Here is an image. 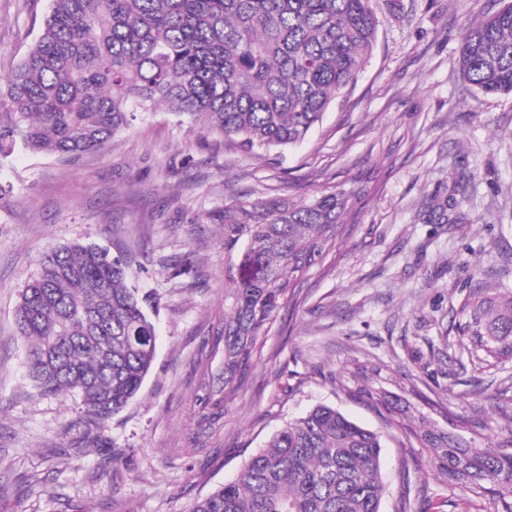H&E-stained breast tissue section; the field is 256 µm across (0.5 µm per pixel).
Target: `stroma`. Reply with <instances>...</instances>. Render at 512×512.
Masks as SVG:
<instances>
[{
  "instance_id": "35a3bbf8",
  "label": "stroma",
  "mask_w": 512,
  "mask_h": 512,
  "mask_svg": "<svg viewBox=\"0 0 512 512\" xmlns=\"http://www.w3.org/2000/svg\"><path fill=\"white\" fill-rule=\"evenodd\" d=\"M48 0H0V76L33 43ZM500 0H376L377 40L347 97L290 150L245 155L189 117L141 113L69 161L0 157V512H188L235 478L287 421L320 404L381 434L389 491L433 486L425 449L341 389L355 366L477 446H512V357L460 369V307L512 288V95L464 81L469 22ZM462 220L425 213L452 188ZM348 193L342 232L280 309L260 358L224 397V284L236 268L215 219L239 196ZM75 240L122 253L156 304V354L138 396L90 423L77 394H40L14 325L45 251Z\"/></svg>"
}]
</instances>
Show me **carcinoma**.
<instances>
[{
    "instance_id": "1",
    "label": "carcinoma",
    "mask_w": 512,
    "mask_h": 512,
    "mask_svg": "<svg viewBox=\"0 0 512 512\" xmlns=\"http://www.w3.org/2000/svg\"><path fill=\"white\" fill-rule=\"evenodd\" d=\"M34 44L0 77V156L16 145L75 160L158 107L187 115L245 153L303 142L356 82L377 38L374 0H49ZM463 77L512 94V0L469 27ZM343 200L330 192L224 204V397L243 385L281 306L336 242ZM151 300L126 260L92 241L47 251L16 308L26 373L45 395L75 393L104 422L139 393L156 352ZM459 327L468 361L512 356V290H473ZM355 393L393 415L401 401ZM441 486L484 512H512V450L479 449L427 422L409 429ZM380 436L329 406L287 423L237 476L191 512H380ZM449 496L422 495L421 512Z\"/></svg>"
}]
</instances>
